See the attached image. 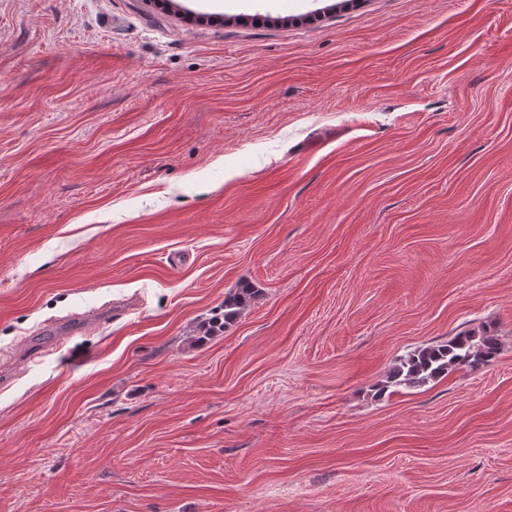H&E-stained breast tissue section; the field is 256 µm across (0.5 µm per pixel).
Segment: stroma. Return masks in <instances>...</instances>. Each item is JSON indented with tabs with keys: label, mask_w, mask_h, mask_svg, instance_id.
I'll use <instances>...</instances> for the list:
<instances>
[{
	"label": "stroma",
	"mask_w": 512,
	"mask_h": 512,
	"mask_svg": "<svg viewBox=\"0 0 512 512\" xmlns=\"http://www.w3.org/2000/svg\"><path fill=\"white\" fill-rule=\"evenodd\" d=\"M0 512H512V0H0ZM256 297L253 288H241V291L233 296L224 298V326L232 321L244 307ZM499 351V339L491 331L460 333L443 344L424 347L401 360L390 371L388 383L394 386L425 383L460 366L487 364Z\"/></svg>",
	"instance_id": "35a3bbf8"
}]
</instances>
